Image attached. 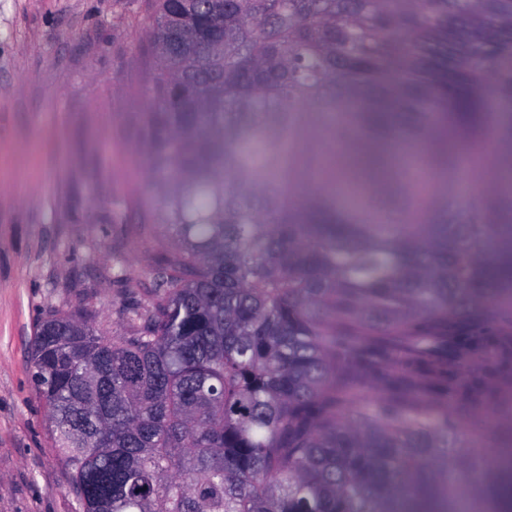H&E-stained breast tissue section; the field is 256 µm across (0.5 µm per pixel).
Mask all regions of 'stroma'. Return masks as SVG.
Returning a JSON list of instances; mask_svg holds the SVG:
<instances>
[{
    "mask_svg": "<svg viewBox=\"0 0 512 512\" xmlns=\"http://www.w3.org/2000/svg\"><path fill=\"white\" fill-rule=\"evenodd\" d=\"M150 0H0V512H79L71 475L32 384V341L48 314L85 315L97 334L141 327L170 243L143 125ZM436 184L460 200L458 174L492 185L497 156ZM418 360L340 358L366 404L431 402L464 445L512 442V327L468 330Z\"/></svg>",
    "mask_w": 512,
    "mask_h": 512,
    "instance_id": "obj_1",
    "label": "stroma"
}]
</instances>
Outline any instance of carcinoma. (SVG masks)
<instances>
[{
    "label": "carcinoma",
    "instance_id": "1",
    "mask_svg": "<svg viewBox=\"0 0 512 512\" xmlns=\"http://www.w3.org/2000/svg\"><path fill=\"white\" fill-rule=\"evenodd\" d=\"M144 122L173 254L136 336L109 341L77 314L36 327L32 381L80 512H512L501 465L464 450L423 403L356 409L336 356L444 343L512 315V0H194L224 54L170 41L153 0ZM345 112L333 134L369 143L319 172L305 215L282 213L293 116ZM495 131L484 209H455L432 171ZM391 147L433 224H378Z\"/></svg>",
    "mask_w": 512,
    "mask_h": 512
}]
</instances>
